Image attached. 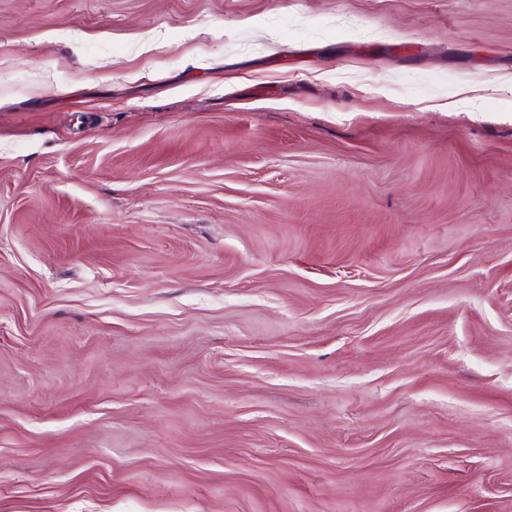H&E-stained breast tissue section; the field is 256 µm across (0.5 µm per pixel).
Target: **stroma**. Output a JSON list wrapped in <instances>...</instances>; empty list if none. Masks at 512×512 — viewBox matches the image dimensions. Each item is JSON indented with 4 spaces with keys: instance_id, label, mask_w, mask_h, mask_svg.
<instances>
[{
    "instance_id": "stroma-1",
    "label": "stroma",
    "mask_w": 512,
    "mask_h": 512,
    "mask_svg": "<svg viewBox=\"0 0 512 512\" xmlns=\"http://www.w3.org/2000/svg\"><path fill=\"white\" fill-rule=\"evenodd\" d=\"M0 512H512V0H0Z\"/></svg>"
}]
</instances>
